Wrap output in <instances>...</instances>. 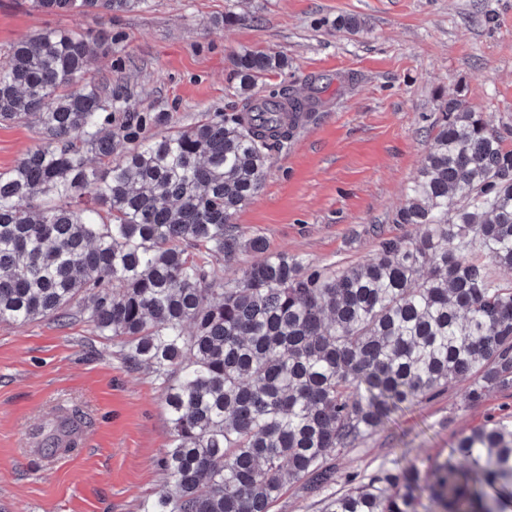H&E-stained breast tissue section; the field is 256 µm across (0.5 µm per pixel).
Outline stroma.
Segmentation results:
<instances>
[{
  "label": "stroma",
  "instance_id": "obj_1",
  "mask_svg": "<svg viewBox=\"0 0 512 512\" xmlns=\"http://www.w3.org/2000/svg\"><path fill=\"white\" fill-rule=\"evenodd\" d=\"M230 10L241 22L225 24ZM340 16L356 17L360 29H336ZM45 28L110 31L112 52L92 60L88 78L112 74L129 111L167 113L172 128L239 109L237 52L287 59L259 82L263 95L303 94L318 79L326 107L272 152L235 224L243 238L319 266L358 264L380 237L420 234L392 216L423 164L440 100L464 91L512 148V0H149L110 19L0 0V56ZM39 143L28 123L0 124V171ZM465 397V383L451 382L334 456V490L385 463L428 469L486 420L512 418V389L474 405ZM75 409L83 446L47 465L35 434ZM170 440L154 378L131 369L92 326L0 323V512H138L168 483L158 460Z\"/></svg>",
  "mask_w": 512,
  "mask_h": 512
}]
</instances>
